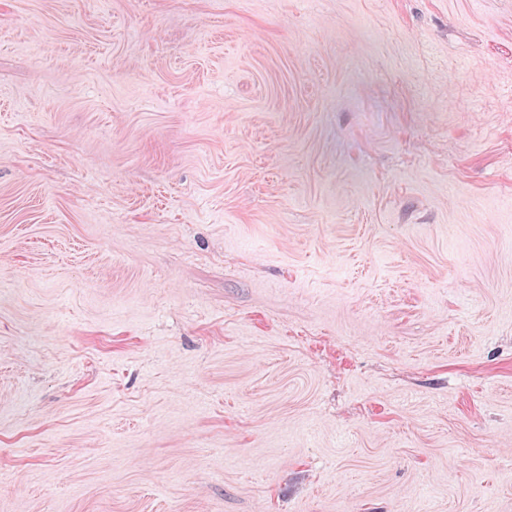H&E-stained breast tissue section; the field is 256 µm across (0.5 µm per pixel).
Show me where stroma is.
<instances>
[{"label":"stroma","mask_w":512,"mask_h":512,"mask_svg":"<svg viewBox=\"0 0 512 512\" xmlns=\"http://www.w3.org/2000/svg\"><path fill=\"white\" fill-rule=\"evenodd\" d=\"M0 512H512V0H0Z\"/></svg>","instance_id":"35a3bbf8"}]
</instances>
